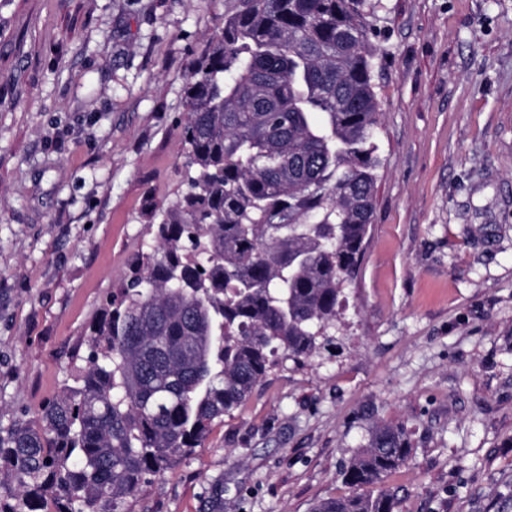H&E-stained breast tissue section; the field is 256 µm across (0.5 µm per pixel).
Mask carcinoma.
I'll return each mask as SVG.
<instances>
[{"instance_id": "carcinoma-1", "label": "carcinoma", "mask_w": 512, "mask_h": 512, "mask_svg": "<svg viewBox=\"0 0 512 512\" xmlns=\"http://www.w3.org/2000/svg\"><path fill=\"white\" fill-rule=\"evenodd\" d=\"M367 0H238L192 66L186 189L89 327L86 367L38 421L0 426V512H127L271 369L318 349L363 254L381 160ZM402 426L314 512H394Z\"/></svg>"}]
</instances>
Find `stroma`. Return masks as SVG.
Listing matches in <instances>:
<instances>
[{"instance_id": "1", "label": "stroma", "mask_w": 512, "mask_h": 512, "mask_svg": "<svg viewBox=\"0 0 512 512\" xmlns=\"http://www.w3.org/2000/svg\"><path fill=\"white\" fill-rule=\"evenodd\" d=\"M382 165L330 348L275 367L128 512H313L376 425L396 512L512 480V0H371ZM237 0H0V424L35 421L185 189L184 88Z\"/></svg>"}]
</instances>
